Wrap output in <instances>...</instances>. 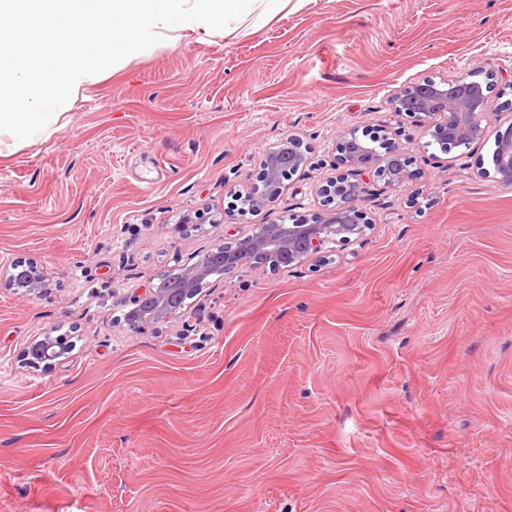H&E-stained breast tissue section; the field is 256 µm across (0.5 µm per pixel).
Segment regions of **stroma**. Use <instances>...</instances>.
<instances>
[{
  "instance_id": "obj_1",
  "label": "stroma",
  "mask_w": 512,
  "mask_h": 512,
  "mask_svg": "<svg viewBox=\"0 0 512 512\" xmlns=\"http://www.w3.org/2000/svg\"><path fill=\"white\" fill-rule=\"evenodd\" d=\"M475 71L512 74V0H300L159 43L49 138L0 141V264L37 262L44 287L0 286V512H512V185L487 174L512 92L450 157L389 105ZM366 128L413 177L365 184V235L128 328L134 289L319 212L338 134ZM291 136L306 164L239 213ZM48 333L70 352L24 366Z\"/></svg>"
}]
</instances>
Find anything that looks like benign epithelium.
Segmentation results:
<instances>
[{"instance_id": "7a95c632", "label": "benign epithelium", "mask_w": 512, "mask_h": 512, "mask_svg": "<svg viewBox=\"0 0 512 512\" xmlns=\"http://www.w3.org/2000/svg\"><path fill=\"white\" fill-rule=\"evenodd\" d=\"M498 85L497 74L490 73L485 86L473 84L468 77L435 81L427 77L404 86L391 105L401 118H408L423 127L432 143L444 155L467 149L486 133L487 105ZM497 157L493 170L499 182L512 185V122L498 130ZM381 142L385 153L375 149ZM339 173L321 189L323 209L305 220L290 224H257L253 231L218 250L208 252L191 265H180L161 275L177 277V287L163 290L152 284L130 296V320L138 328L156 330L173 317L183 313L182 296L194 295L203 287L211 271L218 265L230 273L247 265L266 273L302 263L325 252L329 244L348 243L361 237L369 226L367 216L356 204L351 190L360 187V180L372 176L390 188L403 186L411 177L410 159L404 150L387 135L378 131L348 130L340 133L336 143ZM302 142L288 138L267 152L259 173L257 186L242 195L243 204L254 210L275 201L282 193L284 181L305 163ZM0 280L14 293L30 298L42 293V272L37 263L16 259ZM66 344L51 334L36 338L24 349L27 364L51 369L66 353Z\"/></svg>"}]
</instances>
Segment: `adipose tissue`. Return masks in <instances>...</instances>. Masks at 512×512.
Masks as SVG:
<instances>
[{
  "label": "adipose tissue",
  "mask_w": 512,
  "mask_h": 512,
  "mask_svg": "<svg viewBox=\"0 0 512 512\" xmlns=\"http://www.w3.org/2000/svg\"><path fill=\"white\" fill-rule=\"evenodd\" d=\"M290 0H0V42L16 43L0 59V135L15 140L50 137L64 107L107 69L126 65L161 40L231 32L253 18L261 24Z\"/></svg>",
  "instance_id": "obj_1"
}]
</instances>
